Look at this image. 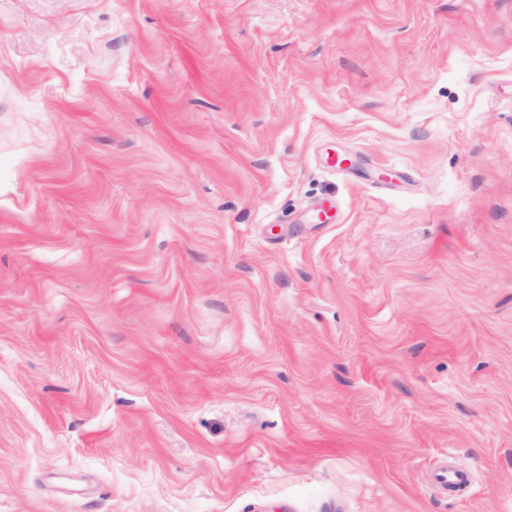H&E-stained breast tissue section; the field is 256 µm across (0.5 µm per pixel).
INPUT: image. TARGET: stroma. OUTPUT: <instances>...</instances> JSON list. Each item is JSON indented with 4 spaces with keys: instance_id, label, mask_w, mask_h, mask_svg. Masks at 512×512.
<instances>
[{
    "instance_id": "1",
    "label": "stroma",
    "mask_w": 512,
    "mask_h": 512,
    "mask_svg": "<svg viewBox=\"0 0 512 512\" xmlns=\"http://www.w3.org/2000/svg\"><path fill=\"white\" fill-rule=\"evenodd\" d=\"M0 512H512V0H0Z\"/></svg>"
}]
</instances>
